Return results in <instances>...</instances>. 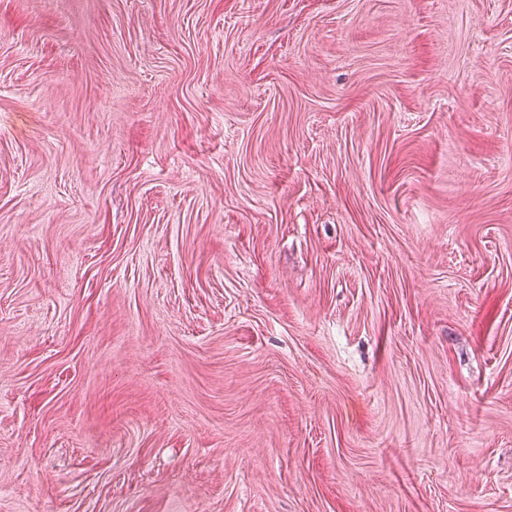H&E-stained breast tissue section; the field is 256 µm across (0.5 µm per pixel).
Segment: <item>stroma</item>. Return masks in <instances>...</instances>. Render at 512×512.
<instances>
[{"mask_svg":"<svg viewBox=\"0 0 512 512\" xmlns=\"http://www.w3.org/2000/svg\"><path fill=\"white\" fill-rule=\"evenodd\" d=\"M0 512H512V0H0Z\"/></svg>","mask_w":512,"mask_h":512,"instance_id":"1","label":"stroma"}]
</instances>
